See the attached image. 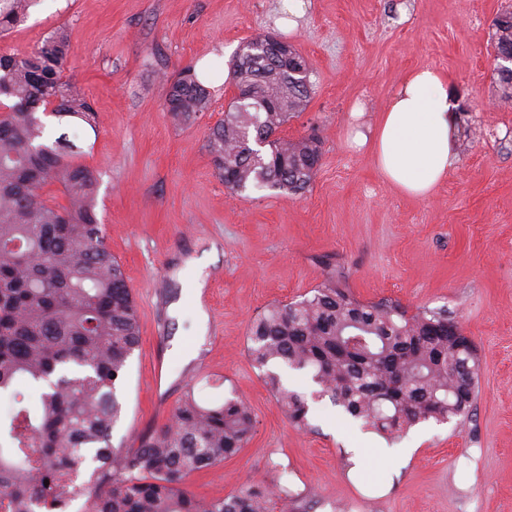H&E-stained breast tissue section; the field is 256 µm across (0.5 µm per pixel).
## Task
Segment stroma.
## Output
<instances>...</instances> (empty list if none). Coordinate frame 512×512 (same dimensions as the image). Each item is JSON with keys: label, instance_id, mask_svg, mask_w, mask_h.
<instances>
[{"label": "stroma", "instance_id": "obj_1", "mask_svg": "<svg viewBox=\"0 0 512 512\" xmlns=\"http://www.w3.org/2000/svg\"><path fill=\"white\" fill-rule=\"evenodd\" d=\"M302 2L293 17L288 0H37L0 35L1 54L24 55L67 29L65 74L97 113L80 131L81 161L97 174V216L141 326L113 441L137 445L190 387L205 403L242 397L255 422L236 456L188 479L197 496L280 482L309 512H512V98L489 44L512 0ZM268 34L311 63V98L282 133H317L322 157L301 194H233L207 138L224 117L235 53ZM205 58L211 108L175 125L165 80ZM424 66L447 78L461 105L458 162L431 197L412 199L347 133L370 131L403 78ZM201 257L194 303L183 271ZM333 274L360 300L388 298L411 313L444 306L456 317L480 362L465 423L423 422L391 445L324 400L311 406L310 430L289 424L248 354V324ZM350 448L368 458L353 476Z\"/></svg>", "mask_w": 512, "mask_h": 512}]
</instances>
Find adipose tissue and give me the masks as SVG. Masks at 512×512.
<instances>
[{"label":"adipose tissue","mask_w":512,"mask_h":512,"mask_svg":"<svg viewBox=\"0 0 512 512\" xmlns=\"http://www.w3.org/2000/svg\"><path fill=\"white\" fill-rule=\"evenodd\" d=\"M458 103L447 80L422 67L403 79L372 136L353 132L356 145H371L378 172L399 193L424 198L456 163L453 147Z\"/></svg>","instance_id":"adipose-tissue-1"}]
</instances>
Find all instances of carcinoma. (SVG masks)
I'll list each match as a JSON object with an SVG mask.
<instances>
[{
    "mask_svg": "<svg viewBox=\"0 0 512 512\" xmlns=\"http://www.w3.org/2000/svg\"><path fill=\"white\" fill-rule=\"evenodd\" d=\"M36 0H0V33ZM492 48L512 55V11L499 14ZM71 50L57 29L26 55H0V394L14 408L0 420V512H272L283 488L242 486L225 498L189 491L188 478L236 455L253 418L241 398L208 405L188 390L168 422L134 448L112 445L123 416L120 388L141 340L138 306L106 244L95 171L78 145L45 136L41 115L96 126V111L64 79ZM233 77L255 98L233 105L210 129L208 148L224 187L284 195L305 191L321 154L315 138L279 136L312 93L310 71L291 73L260 39L239 50ZM175 122L193 123L211 92L188 67L170 80ZM276 103L266 108L263 101ZM58 184L66 204L44 197ZM448 308L414 314L390 299L363 302L333 276L297 302L268 307L248 328L249 355L290 423L306 429L308 397L388 440L430 419L466 418L475 403V345ZM281 367L310 377L311 394L288 385Z\"/></svg>",
    "mask_w": 512,
    "mask_h": 512,
    "instance_id": "carcinoma-1",
    "label": "carcinoma"
}]
</instances>
